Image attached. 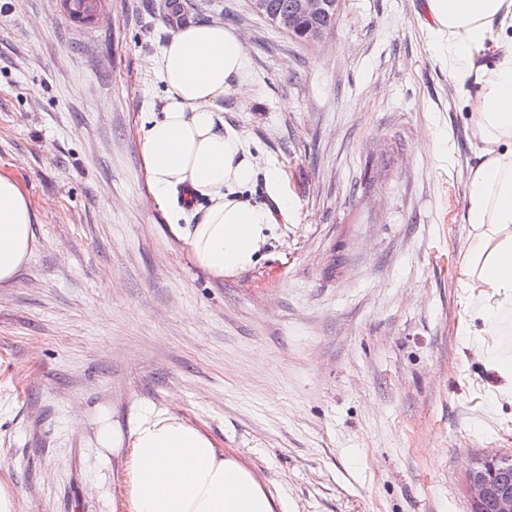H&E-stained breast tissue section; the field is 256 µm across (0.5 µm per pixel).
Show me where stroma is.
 <instances>
[{"label": "stroma", "mask_w": 512, "mask_h": 512, "mask_svg": "<svg viewBox=\"0 0 512 512\" xmlns=\"http://www.w3.org/2000/svg\"><path fill=\"white\" fill-rule=\"evenodd\" d=\"M247 53L224 122L285 175L288 218L236 275L199 267L153 204L138 130L181 20ZM422 0H345L301 44L250 0H0V174L36 247L0 287V482L18 512H120L128 430L155 406L245 463L274 512H469L477 455H512V381L473 340L462 257L474 147ZM62 0L67 18L74 24L91 19L100 7V0Z\"/></svg>", "instance_id": "obj_1"}]
</instances>
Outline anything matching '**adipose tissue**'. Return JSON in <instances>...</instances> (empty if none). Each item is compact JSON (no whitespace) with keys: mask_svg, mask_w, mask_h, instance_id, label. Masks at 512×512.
I'll list each match as a JSON object with an SVG mask.
<instances>
[{"mask_svg":"<svg viewBox=\"0 0 512 512\" xmlns=\"http://www.w3.org/2000/svg\"><path fill=\"white\" fill-rule=\"evenodd\" d=\"M430 44L466 93L478 147L464 221L471 243L461 273L477 336H496L512 314V0H425ZM496 52L485 63L486 51ZM246 53L223 23L176 28L154 71L165 92L139 129L151 196L194 262L221 277L258 260L272 224L287 216L284 173L258 169L242 135L224 123L227 92H248ZM263 181L268 199L244 197ZM35 214L17 183L0 175V286L14 283L32 254ZM99 448L128 452L126 512H273L253 471L225 455L201 428L166 409L144 408L128 432L98 420Z\"/></svg>","mask_w":512,"mask_h":512,"instance_id":"ef3b65f1","label":"adipose tissue"}]
</instances>
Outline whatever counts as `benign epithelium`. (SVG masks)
<instances>
[{"label": "benign epithelium", "mask_w": 512, "mask_h": 512, "mask_svg": "<svg viewBox=\"0 0 512 512\" xmlns=\"http://www.w3.org/2000/svg\"><path fill=\"white\" fill-rule=\"evenodd\" d=\"M343 0H297L295 11L274 15V24L283 31L296 28L301 19L316 20L330 12L341 14ZM473 512H512V459L495 453L475 460L465 486Z\"/></svg>", "instance_id": "obj_1"}]
</instances>
